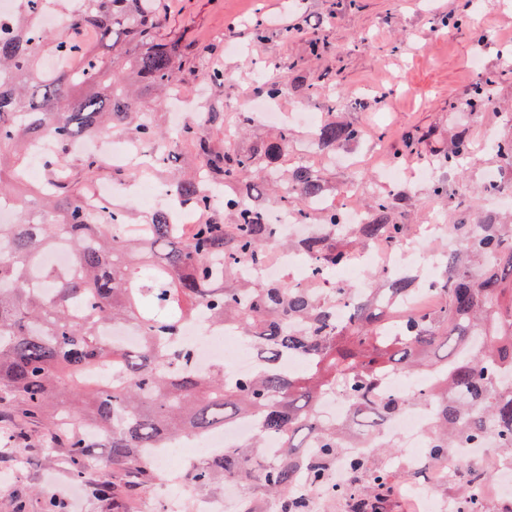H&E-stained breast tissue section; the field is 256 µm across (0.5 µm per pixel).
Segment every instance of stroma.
<instances>
[{"mask_svg": "<svg viewBox=\"0 0 512 512\" xmlns=\"http://www.w3.org/2000/svg\"><path fill=\"white\" fill-rule=\"evenodd\" d=\"M164 16L157 35L180 44L194 69L184 72L179 95L184 120L198 124L217 149L249 151L275 132L254 104L268 81L291 83L282 112L306 103L316 116L334 110L337 122L359 128L346 148L360 162V186L336 195V207L366 209L376 194L405 193L395 214L420 233L427 224L455 223L468 192L490 177L505 180L494 139L512 136V0H159ZM234 29L236 48L224 42ZM262 38H255V29ZM492 44L480 48L481 34ZM324 49L312 50L313 38ZM224 72L223 82L210 72ZM493 77L492 104L472 114L465 107L476 85ZM206 112L220 113L214 123ZM473 151L461 166L437 169L448 188L435 198L421 176L458 132ZM60 500L65 512H110L109 502L75 497L61 449L40 438L0 443V512L18 500L38 508Z\"/></svg>", "mask_w": 512, "mask_h": 512, "instance_id": "35a3bbf8", "label": "stroma"}]
</instances>
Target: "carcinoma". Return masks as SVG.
Segmentation results:
<instances>
[{
	"label": "carcinoma",
	"instance_id": "carcinoma-1",
	"mask_svg": "<svg viewBox=\"0 0 512 512\" xmlns=\"http://www.w3.org/2000/svg\"><path fill=\"white\" fill-rule=\"evenodd\" d=\"M41 0H17L14 15L0 20V148L8 158L13 185H24L23 164L30 145L47 137L57 152L47 156L49 184L17 193L0 183V205L15 206V219L0 222V417L10 416L17 441L36 428L63 449L70 478L86 480L95 448H108L124 481L88 486L93 495L115 498L129 487L143 488L157 474L146 448H166L184 436H204L239 418L256 423L257 435L193 466L199 490L245 473L278 502V512H310L296 493L299 474L321 484L346 448L374 447L376 434L410 401L432 411L426 424L428 447L407 475L418 478L462 446L482 448L489 439L512 456V224L495 214L473 211L451 230L456 245L440 257L445 275L434 284L441 304L405 312L401 297L418 285L416 274L389 276L376 270L380 288L362 296L332 281L361 246L410 238V225L393 219L397 199L373 197L364 221L348 224L343 211L324 209L315 237L284 240L265 220L255 199L266 181L249 174L262 168L279 189L277 204L309 219L312 200L326 195L321 173L299 164L286 173L275 164L288 154V126L249 152L215 150L183 125L162 131L136 112V90L112 61L79 43L87 29L96 42H125L137 53L129 71L142 88L174 90L186 61L174 44L157 37L156 0H78L65 15V34L41 26ZM492 80L476 87L470 108L489 100ZM129 132L159 146L152 158L171 165L186 145L202 160L194 178L172 175L169 192L199 212L225 213L201 224H179L159 212L149 224H130L119 209L96 214L85 207L87 193L73 180L56 178L64 153L94 133ZM361 131L327 119L314 133L317 146L334 152L357 141ZM465 134L448 148L444 163L457 167L468 153ZM501 168L512 174V138L494 144ZM224 189L216 204L208 186ZM69 245L72 269L48 267L44 251ZM275 246H294L313 259L311 285L258 282L243 265L258 268ZM47 291L30 288L33 280ZM347 311L336 318V301ZM206 313L216 326L235 324L256 348L259 365L232 378L220 365L208 372L170 368L181 325ZM134 327L140 343L120 348L101 335L103 324ZM305 358L297 371L281 367L285 357ZM427 372L432 387L423 394L384 395L379 384L389 372L407 377ZM334 388L349 401L350 423L366 434L345 440L340 425L320 418L318 406ZM76 414L80 424H58ZM273 436L279 454L272 461L254 453ZM349 471L359 490L377 502L386 496L396 469L373 458H352Z\"/></svg>",
	"mask_w": 512,
	"mask_h": 512
}]
</instances>
